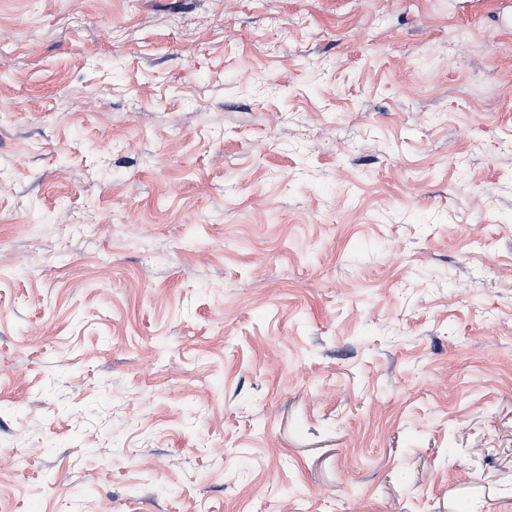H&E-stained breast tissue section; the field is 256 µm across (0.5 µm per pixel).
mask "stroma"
I'll use <instances>...</instances> for the list:
<instances>
[{
  "mask_svg": "<svg viewBox=\"0 0 512 512\" xmlns=\"http://www.w3.org/2000/svg\"><path fill=\"white\" fill-rule=\"evenodd\" d=\"M512 0H0V512H512Z\"/></svg>",
  "mask_w": 512,
  "mask_h": 512,
  "instance_id": "1",
  "label": "stroma"
}]
</instances>
